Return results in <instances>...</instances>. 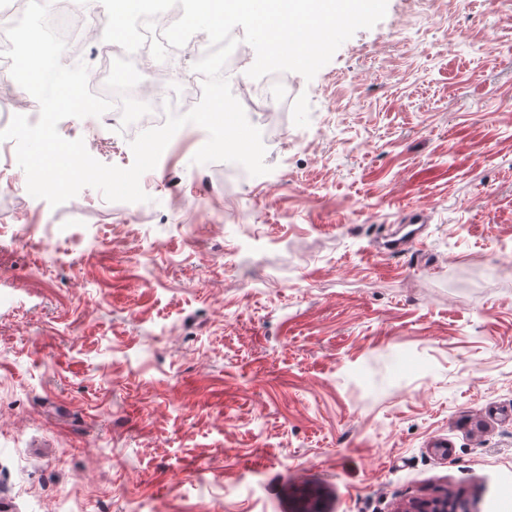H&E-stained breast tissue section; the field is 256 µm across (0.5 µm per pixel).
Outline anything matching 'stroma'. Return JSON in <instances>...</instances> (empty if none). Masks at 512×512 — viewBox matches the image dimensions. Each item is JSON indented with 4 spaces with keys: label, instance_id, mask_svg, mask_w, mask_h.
Returning a JSON list of instances; mask_svg holds the SVG:
<instances>
[{
    "label": "stroma",
    "instance_id": "obj_1",
    "mask_svg": "<svg viewBox=\"0 0 512 512\" xmlns=\"http://www.w3.org/2000/svg\"><path fill=\"white\" fill-rule=\"evenodd\" d=\"M270 171L193 163L143 204L0 173V512H498L512 485V4L388 0L281 75ZM130 167L106 117H69ZM424 243L383 254L412 211ZM200 232L188 239L184 227ZM82 259L80 275L70 261ZM291 512H325L322 496L310 489H302L293 498Z\"/></svg>",
    "mask_w": 512,
    "mask_h": 512
}]
</instances>
